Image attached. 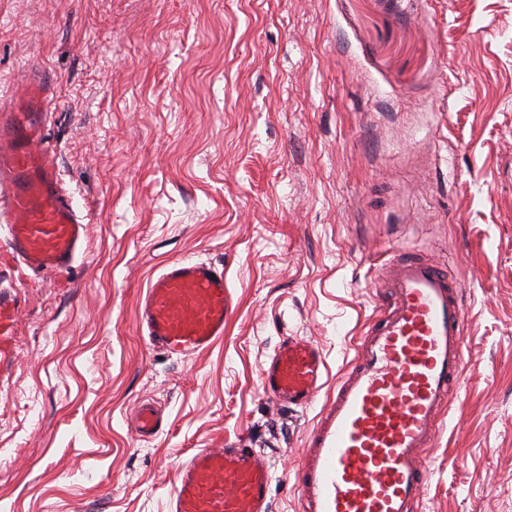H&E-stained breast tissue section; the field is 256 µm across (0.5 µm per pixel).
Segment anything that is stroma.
I'll list each match as a JSON object with an SVG mask.
<instances>
[{"mask_svg":"<svg viewBox=\"0 0 512 512\" xmlns=\"http://www.w3.org/2000/svg\"><path fill=\"white\" fill-rule=\"evenodd\" d=\"M43 72L61 185L89 220L70 274L25 283L0 380V512H167L199 448H252L272 512L415 247L454 272L466 377L427 452L422 512H512V0H0V100ZM223 265L222 343L147 344L169 260ZM317 344L315 402L262 369ZM156 402L161 432L132 428ZM327 364L319 347L299 336H286L266 361L264 393L281 404L311 405L324 385Z\"/></svg>","mask_w":512,"mask_h":512,"instance_id":"obj_1","label":"stroma"}]
</instances>
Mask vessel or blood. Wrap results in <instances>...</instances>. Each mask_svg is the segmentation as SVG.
<instances>
[{
  "instance_id": "vessel-or-blood-1",
  "label": "vessel or blood",
  "mask_w": 512,
  "mask_h": 512,
  "mask_svg": "<svg viewBox=\"0 0 512 512\" xmlns=\"http://www.w3.org/2000/svg\"><path fill=\"white\" fill-rule=\"evenodd\" d=\"M57 100L48 76L35 75L0 107V222L7 248L0 268L39 278L73 268L88 221L62 190L42 120ZM376 314L354 362L327 399L296 476L301 512H419L427 457L452 393L464 382V308L447 267L408 249L384 263ZM18 286H0V375L17 359ZM224 270L213 262H166L142 293L141 335L170 356L192 358L224 338ZM327 364L312 341L287 336L262 370L265 394L311 405ZM138 438L162 428L152 403L132 421ZM272 472L251 448H201L180 465L168 512H270Z\"/></svg>"
}]
</instances>
